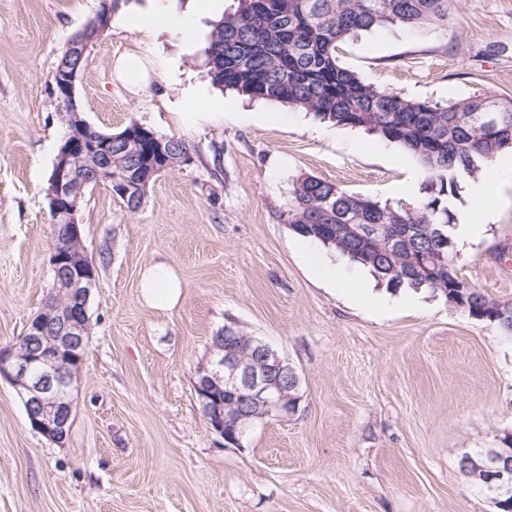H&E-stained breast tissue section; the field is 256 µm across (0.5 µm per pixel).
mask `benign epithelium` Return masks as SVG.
<instances>
[{"instance_id":"1","label":"benign epithelium","mask_w":512,"mask_h":512,"mask_svg":"<svg viewBox=\"0 0 512 512\" xmlns=\"http://www.w3.org/2000/svg\"><path fill=\"white\" fill-rule=\"evenodd\" d=\"M93 43L94 39L86 38L67 45L49 78L51 93L68 126L47 190L52 227L62 234V242L52 245L50 260L59 296L29 323L24 349H0V381L15 388L32 429L57 443L65 440L71 429L75 366L87 347L89 305L97 285L76 221L88 186L82 171L94 169L98 182L115 184L126 203L137 209L156 174L189 160L187 153L161 155L154 168L140 177L112 167V151L134 156L139 138L155 133L140 125L138 132L117 137L94 134L86 127L76 83ZM298 387L299 378L288 361L261 339L250 336L238 346H214L211 367L199 374L195 391L208 428L224 443L238 445L249 426L295 413L300 401ZM500 443L483 456L487 485L496 494L512 491V452L506 451L512 447V434Z\"/></svg>"}]
</instances>
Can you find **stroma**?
<instances>
[{"instance_id": "obj_1", "label": "stroma", "mask_w": 512, "mask_h": 512, "mask_svg": "<svg viewBox=\"0 0 512 512\" xmlns=\"http://www.w3.org/2000/svg\"><path fill=\"white\" fill-rule=\"evenodd\" d=\"M147 0H114L112 22L77 82L84 119L105 133L140 124L184 140L190 159L150 184L138 210L106 185L78 219L96 269L91 332L74 380L64 443L34 431L0 381V512H497L460 471L467 454L512 432V340L441 299L366 307L319 280L286 222L293 182L415 202L424 174L402 147L283 104L212 84L205 48L157 40L125 21ZM102 0H0V346L44 307L52 226L44 189L66 126L48 80ZM159 56L138 94L115 55ZM342 65L412 99H512V0H455L447 26L391 27L344 41ZM195 87L223 104L189 126L177 102ZM484 205L477 238L454 245L459 276L512 300V174ZM177 272L183 297L148 307L139 276ZM232 325L285 357L299 377L296 413L256 425L241 445L211 433L194 390Z\"/></svg>"}]
</instances>
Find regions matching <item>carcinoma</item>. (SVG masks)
Here are the masks:
<instances>
[{
    "mask_svg": "<svg viewBox=\"0 0 512 512\" xmlns=\"http://www.w3.org/2000/svg\"><path fill=\"white\" fill-rule=\"evenodd\" d=\"M453 3L242 0L236 13L210 22L205 55L218 86L396 142L422 167L426 195L415 204L382 203L300 176L288 204L292 232L365 267L389 287L425 288L510 336L512 303L494 300L460 278L448 229L455 224L449 200L460 196L464 180L512 151V99L489 93L446 105L409 99L364 83L338 60L340 44L359 31L446 27ZM162 146L189 150L183 140L159 133L144 142L141 167L149 169ZM348 224H376L380 237L355 242Z\"/></svg>",
    "mask_w": 512,
    "mask_h": 512,
    "instance_id": "cac0c4a2",
    "label": "carcinoma"
}]
</instances>
